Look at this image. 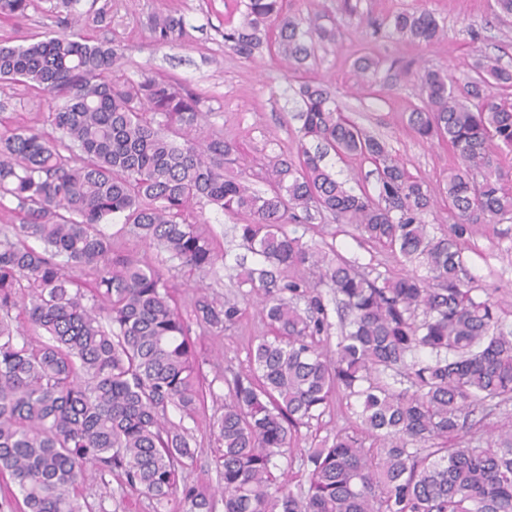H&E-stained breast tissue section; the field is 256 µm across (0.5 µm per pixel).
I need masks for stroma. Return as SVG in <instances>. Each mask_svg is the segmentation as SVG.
Listing matches in <instances>:
<instances>
[{
  "instance_id": "35a3bbf8",
  "label": "stroma",
  "mask_w": 512,
  "mask_h": 512,
  "mask_svg": "<svg viewBox=\"0 0 512 512\" xmlns=\"http://www.w3.org/2000/svg\"><path fill=\"white\" fill-rule=\"evenodd\" d=\"M55 2L35 0L24 16L0 20V45H24L32 37L72 28L93 43L121 38L130 46L121 65L122 74L136 81L148 73L176 81L198 94L203 100L205 130L237 142L240 155L233 170L258 190L265 187L263 177L270 160L297 156L300 85H322L335 95L344 116L382 139L411 174L435 190V202L424 221L445 228L454 218L441 189L458 159L447 143L422 139L409 125L410 112L422 101L414 74L428 67L447 69L461 77L480 53L498 57L503 65L512 67V16L498 15L494 0H283L284 9L298 20L319 14L323 25L337 24L343 32L337 42L317 43L314 58L302 66L267 50L246 59L225 44V29L242 20L240 0H81V11L107 10L105 21L90 27L72 26L70 16L57 12ZM416 7L434 13L444 28L443 35L432 44H412L386 32L375 37L365 25L366 19L381 20ZM157 15L181 19L183 38L172 44L157 43L150 28ZM362 53L377 60V67L366 72L354 68L355 57ZM63 103L62 97L0 81V112L12 124L52 134L48 113ZM325 162L348 187L375 191L377 174L371 163L332 154ZM195 213L204 221L221 260L207 277L182 267L174 270L173 281L175 299L197 346L204 404L195 416L171 409L167 417L196 439L197 454L187 470L189 479L214 486L218 477L208 424L222 411L226 386L221 373L246 370L254 339L267 335L269 328L257 296L243 293L236 283L238 258H246L248 265L256 268L262 265L260 258L246 255L234 230L238 217L205 203L198 204ZM295 229L304 241L337 249L362 266L390 275L402 271L396 255L363 240L353 225L339 223L331 215H313ZM104 230L112 235L120 252L145 265L166 267L165 253L127 233L122 217H114ZM460 246L476 295L499 299L503 317L511 324L512 222L473 225ZM200 284L209 293L239 298L244 314L237 330L214 336L195 324L191 300ZM355 425L356 418L345 401L334 398L322 417L300 429L290 458H278L280 470L303 480L296 464L305 448L333 436L336 430ZM80 490L94 512H183L175 500L162 510H154L151 501L122 485L115 475L93 469Z\"/></svg>"
}]
</instances>
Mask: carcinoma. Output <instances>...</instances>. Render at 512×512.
<instances>
[{
    "label": "carcinoma",
    "instance_id": "1",
    "mask_svg": "<svg viewBox=\"0 0 512 512\" xmlns=\"http://www.w3.org/2000/svg\"><path fill=\"white\" fill-rule=\"evenodd\" d=\"M31 5L0 0V17ZM243 6V25L224 42L244 58L266 45L303 64L315 40L338 36L315 18L302 27L281 0ZM370 27L417 44L442 34L426 9ZM152 32L165 44L183 36L171 16L154 18ZM127 50L116 37L91 43L74 32L0 47L1 81L66 98L47 116L57 137L0 123V207L15 200L23 212L0 227V473L24 512H92L78 493L90 467L120 473L157 505L178 494L186 512H215L209 488L184 475L193 437L166 417L170 406L191 417L203 399L172 285L117 253L101 229L122 214L130 233L206 274L218 254L194 215L203 201L244 217L243 246L269 265L238 277L263 292L271 335L250 349L247 371L224 378V410L209 423L224 512H512V417L495 431L482 425L512 403V326L492 296L473 295L458 242L473 224L512 220V187L493 166L512 154V98L494 91L512 86V69L482 54L461 89L450 71L416 74L425 100L409 124L461 160L448 171L455 222L445 231L424 221L428 185L346 118L328 89L300 86L301 138L372 163L375 196L347 188L325 153L306 147L296 161L269 163L263 193L226 175L237 143L202 134L193 91L123 78ZM313 211L355 225L410 270L385 276L288 232ZM76 271L94 278L90 305ZM322 284L347 320L334 353L323 346L331 322ZM16 311L48 341L18 335ZM193 314L219 334L238 327L242 309L202 291ZM336 396L361 432L339 429L306 449V485L294 491L274 459Z\"/></svg>",
    "mask_w": 512,
    "mask_h": 512
}]
</instances>
